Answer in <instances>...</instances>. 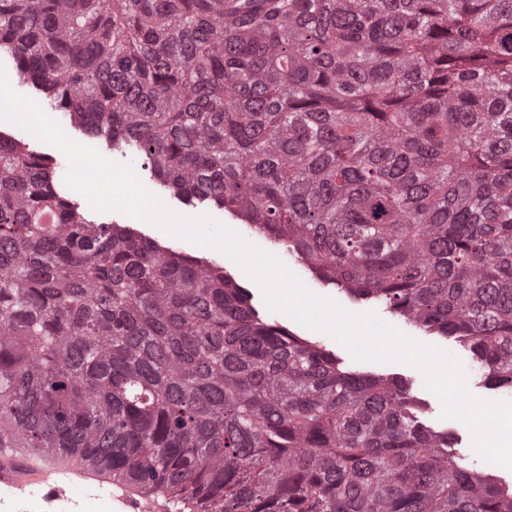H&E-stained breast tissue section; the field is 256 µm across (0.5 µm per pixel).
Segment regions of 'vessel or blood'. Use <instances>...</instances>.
<instances>
[{"label":"vessel or blood","mask_w":512,"mask_h":512,"mask_svg":"<svg viewBox=\"0 0 512 512\" xmlns=\"http://www.w3.org/2000/svg\"><path fill=\"white\" fill-rule=\"evenodd\" d=\"M42 490L43 512H88L100 496L101 482L73 480L67 469L18 448H0V512H26L31 486ZM112 512H165L166 503L119 487L109 494Z\"/></svg>","instance_id":"obj_1"}]
</instances>
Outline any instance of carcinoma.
Listing matches in <instances>:
<instances>
[{"mask_svg":"<svg viewBox=\"0 0 512 512\" xmlns=\"http://www.w3.org/2000/svg\"><path fill=\"white\" fill-rule=\"evenodd\" d=\"M512 393V0H0V55ZM394 379L58 193L0 137V448L182 512H512Z\"/></svg>","mask_w":512,"mask_h":512,"instance_id":"cac0c4a2","label":"carcinoma"}]
</instances>
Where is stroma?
<instances>
[{
    "mask_svg": "<svg viewBox=\"0 0 512 512\" xmlns=\"http://www.w3.org/2000/svg\"><path fill=\"white\" fill-rule=\"evenodd\" d=\"M0 137L24 142L33 152L52 158L57 164L56 185L59 192L72 200V202L81 205L85 204V197L68 188L64 182L68 170V162L60 150L37 140L29 133L7 122H0ZM136 172L145 187L160 197L172 209L190 216L202 213L211 215L224 225L230 226L239 232L251 243L277 256L313 293L331 298L353 312H375L385 322L397 327L407 335L421 342L443 348L457 356L464 365L468 374V386L475 395L487 399H505V392L487 386L481 371L477 369L472 361L470 351L453 337L426 332L406 322L404 318L376 300L356 299L349 296L347 293L318 278L300 259L289 253L282 243L255 232L249 224L244 223L241 218L236 217L231 212L221 209L209 201H199L196 199L187 201L174 196L153 176L151 170L144 166H137ZM91 217L99 223L119 224L130 227L139 232L143 237L175 253L199 258L210 262L215 267L221 268L249 293L251 305L261 319L284 328L301 339L321 344L323 349H326L327 352L336 357L343 369L403 382L421 407V420L423 424L433 431L449 434L453 445L452 453L461 465L470 469L492 473L498 479L507 483L512 481V471L484 462L476 456L471 447L470 432L463 422L442 418L441 404L438 398L425 388L423 378L416 369L400 363H376L354 360L345 347L328 335L306 328L284 314L270 311L265 305L257 285L232 260L215 250L170 237L141 220L118 212L100 213L95 211L92 212Z\"/></svg>",
    "mask_w": 512,
    "mask_h": 512,
    "instance_id": "stroma-1",
    "label": "stroma"
}]
</instances>
